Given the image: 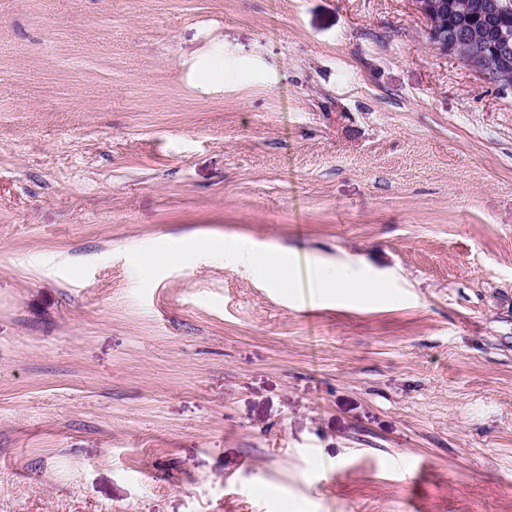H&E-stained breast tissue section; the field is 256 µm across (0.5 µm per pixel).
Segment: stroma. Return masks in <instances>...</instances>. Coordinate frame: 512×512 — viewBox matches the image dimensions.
Returning a JSON list of instances; mask_svg holds the SVG:
<instances>
[{"instance_id":"stroma-1","label":"stroma","mask_w":512,"mask_h":512,"mask_svg":"<svg viewBox=\"0 0 512 512\" xmlns=\"http://www.w3.org/2000/svg\"><path fill=\"white\" fill-rule=\"evenodd\" d=\"M0 512H512V85L414 0H0ZM233 259L273 271L275 283L280 288L289 287L291 284L288 266L283 261V258L276 253L250 250L234 254ZM346 265L324 266L319 268L316 288L321 293H363L376 288L375 284L365 281H352L346 275Z\"/></svg>"}]
</instances>
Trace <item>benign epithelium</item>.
<instances>
[{
  "label": "benign epithelium",
  "instance_id": "benign-epithelium-1",
  "mask_svg": "<svg viewBox=\"0 0 512 512\" xmlns=\"http://www.w3.org/2000/svg\"><path fill=\"white\" fill-rule=\"evenodd\" d=\"M425 21L431 48L443 56H456L471 70L482 76L495 66L512 74V25L500 22L503 13L512 8L507 0H415ZM456 13L480 16V22L465 28L451 27L448 18ZM497 25L496 43L486 35V23Z\"/></svg>",
  "mask_w": 512,
  "mask_h": 512
}]
</instances>
